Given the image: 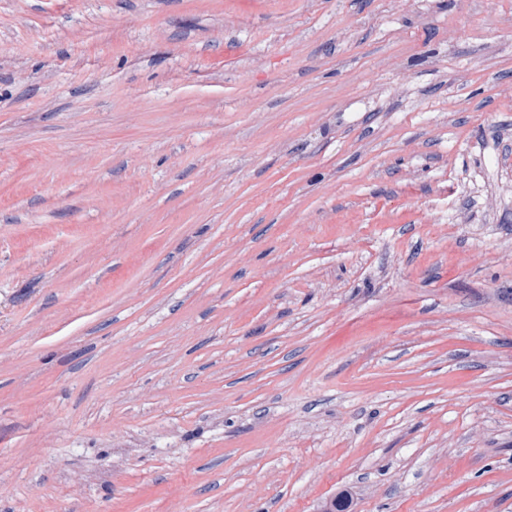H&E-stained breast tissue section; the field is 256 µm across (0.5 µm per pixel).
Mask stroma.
Listing matches in <instances>:
<instances>
[{
	"instance_id": "35a3bbf8",
	"label": "stroma",
	"mask_w": 512,
	"mask_h": 512,
	"mask_svg": "<svg viewBox=\"0 0 512 512\" xmlns=\"http://www.w3.org/2000/svg\"><path fill=\"white\" fill-rule=\"evenodd\" d=\"M512 512V0H0V512Z\"/></svg>"
}]
</instances>
